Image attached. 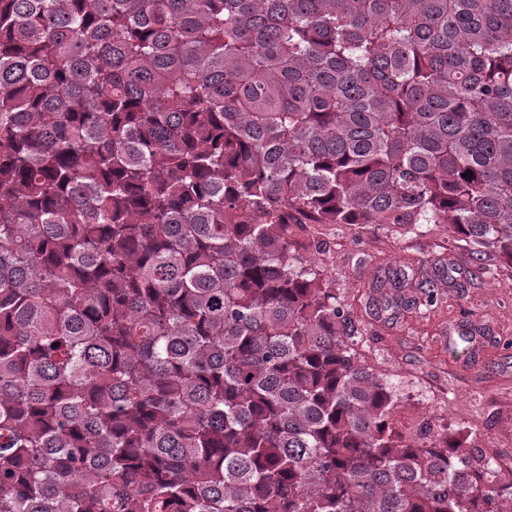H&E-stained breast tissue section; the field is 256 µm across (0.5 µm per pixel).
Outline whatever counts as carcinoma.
<instances>
[{"label": "carcinoma", "instance_id": "obj_1", "mask_svg": "<svg viewBox=\"0 0 512 512\" xmlns=\"http://www.w3.org/2000/svg\"><path fill=\"white\" fill-rule=\"evenodd\" d=\"M294 224L512 267V0H0V512H507Z\"/></svg>", "mask_w": 512, "mask_h": 512}]
</instances>
